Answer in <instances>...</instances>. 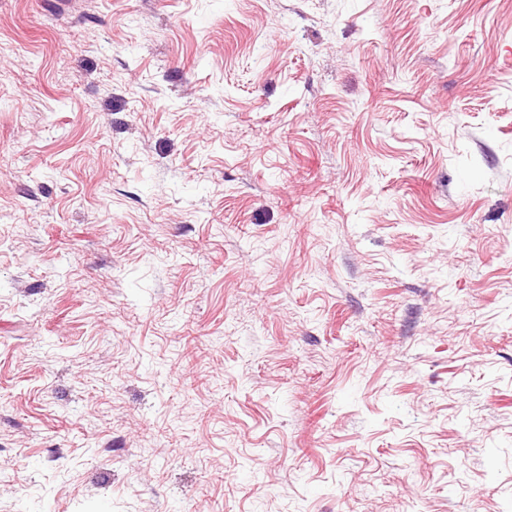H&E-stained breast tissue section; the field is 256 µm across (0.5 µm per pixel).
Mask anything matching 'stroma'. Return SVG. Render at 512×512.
Wrapping results in <instances>:
<instances>
[{
  "label": "stroma",
  "mask_w": 512,
  "mask_h": 512,
  "mask_svg": "<svg viewBox=\"0 0 512 512\" xmlns=\"http://www.w3.org/2000/svg\"><path fill=\"white\" fill-rule=\"evenodd\" d=\"M0 512H512V0H0Z\"/></svg>",
  "instance_id": "1"
}]
</instances>
